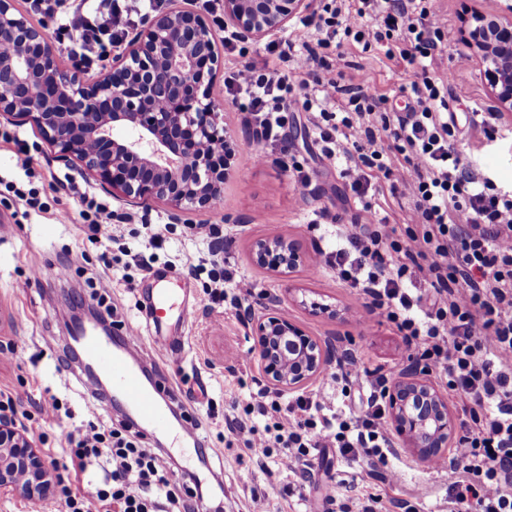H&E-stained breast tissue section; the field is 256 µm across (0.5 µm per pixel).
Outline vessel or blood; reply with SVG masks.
<instances>
[{
    "label": "vessel or blood",
    "instance_id": "1",
    "mask_svg": "<svg viewBox=\"0 0 512 512\" xmlns=\"http://www.w3.org/2000/svg\"><path fill=\"white\" fill-rule=\"evenodd\" d=\"M151 344L159 356L175 353L177 347L168 327L173 318L164 289H154L150 295ZM140 340L138 331L126 327L112 336L93 328L79 327L73 341L77 344L86 367L105 377L112 388L134 410L136 428L150 436L170 428L169 413L176 400L171 384L159 382L146 385L143 371L130 353Z\"/></svg>",
    "mask_w": 512,
    "mask_h": 512
}]
</instances>
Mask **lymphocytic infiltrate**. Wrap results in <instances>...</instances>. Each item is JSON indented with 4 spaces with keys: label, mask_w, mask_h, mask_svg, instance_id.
I'll return each instance as SVG.
<instances>
[{
    "label": "lymphocytic infiltrate",
    "mask_w": 512,
    "mask_h": 512,
    "mask_svg": "<svg viewBox=\"0 0 512 512\" xmlns=\"http://www.w3.org/2000/svg\"><path fill=\"white\" fill-rule=\"evenodd\" d=\"M164 2L137 0L132 8L126 0H28V7L56 21L59 44L88 68L121 47L133 10L153 13ZM442 34L443 19L430 0H318L292 37L269 38L261 63L227 68L224 89L242 100L256 135L271 142L283 141L295 107L339 109L340 121L319 130L322 154L344 156L349 188L372 220L341 225L339 248L315 267L335 269L345 287L368 296L369 313L384 315L402 336L405 360L447 374L448 393L466 413L462 460H440L433 468L455 473L448 485L455 512H512V192L498 191L456 147L455 124L442 113L446 82L430 74ZM347 40L416 67L408 111H381L382 99L365 79L340 84L343 57L327 50ZM380 130L391 140L381 150ZM378 173L392 195L412 205L415 222L404 238L375 216L368 194ZM414 279L427 293L408 288ZM337 373L346 387L368 384L359 414L338 419L313 390L284 401L262 388L244 415L226 419L228 432L257 460L279 449L278 467L305 480L313 474L310 449L335 448L366 461L369 477L397 481L386 467L387 375L369 374L353 354ZM259 416L266 425H256ZM65 444L66 458L88 477L102 512H197L193 493L131 424L91 420L68 432Z\"/></svg>",
    "instance_id": "f902f5d3"
}]
</instances>
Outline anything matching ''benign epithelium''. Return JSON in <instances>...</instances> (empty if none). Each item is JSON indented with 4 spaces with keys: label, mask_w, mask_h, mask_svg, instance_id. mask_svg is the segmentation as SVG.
Returning <instances> with one entry per match:
<instances>
[{
    "label": "benign epithelium",
    "mask_w": 512,
    "mask_h": 512,
    "mask_svg": "<svg viewBox=\"0 0 512 512\" xmlns=\"http://www.w3.org/2000/svg\"><path fill=\"white\" fill-rule=\"evenodd\" d=\"M310 0H224V26L243 41H258L288 27ZM468 60H477L493 111L512 110V8L509 13L466 11L459 30ZM219 57L204 18L171 0L148 19L111 72L89 81L65 70L43 30L0 0V117L39 126L58 157L78 159L112 194L136 203L167 202L171 218L209 208L224 194L229 168L217 154L231 153L223 105L210 97ZM116 127L129 132L117 139ZM256 263L289 275L302 264L298 244L273 233L253 246ZM277 294L263 295L261 311L248 310L253 352L268 385L292 390L336 360L338 346L306 334L275 312ZM390 428L429 465L446 457L459 434L448 399L422 366L409 362L385 393ZM53 477L41 452L11 416L0 415V495L44 499Z\"/></svg>",
    "instance_id": "7a95c632"
}]
</instances>
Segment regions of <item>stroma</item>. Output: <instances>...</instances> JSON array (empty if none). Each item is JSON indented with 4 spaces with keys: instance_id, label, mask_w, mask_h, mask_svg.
Here are the masks:
<instances>
[{
    "instance_id": "obj_1",
    "label": "stroma",
    "mask_w": 512,
    "mask_h": 512,
    "mask_svg": "<svg viewBox=\"0 0 512 512\" xmlns=\"http://www.w3.org/2000/svg\"><path fill=\"white\" fill-rule=\"evenodd\" d=\"M433 7L445 31L443 53L433 70L453 74L445 97L455 120L457 148L489 171L498 188L510 189L512 112H501L490 137L472 124L473 110L487 109L490 96L478 66L457 63L462 51L461 0H434ZM343 53L346 75L367 74L377 94L385 98L384 110L405 111L408 99L399 86L410 83L413 73L404 61L388 59L377 49L363 51L356 44L344 46ZM211 94L225 105L224 126L234 137L236 151L260 148L266 161L258 167H234L218 207L191 210L176 221L167 203L125 201L113 196L77 160L59 159L36 124L0 119V135L16 133L26 140L36 184L47 206L46 212L21 217L22 206L5 184L23 182L25 176L16 166V146L0 139V344L10 341L15 347L13 355L0 354V390L10 392L18 411L27 414L28 436L45 456L63 458L65 434L88 414L108 424L125 421L127 410L114 400L111 386H104L101 394L90 393L70 372L71 366L79 365V358L61 363V356L70 349L71 319L82 313L78 300H90L96 278L107 272L112 275V304L122 321L145 322L147 293L169 288L175 304L189 307L185 321L170 329L171 335L182 337V349L176 358H158L145 339L137 356L174 387L187 421L201 426V449L170 447L160 434L151 445L172 464L176 475L194 476L199 491L206 494L223 486V495L205 497L202 512H319L323 499L332 494L337 497L333 512H358L361 502L370 497L378 500L376 512H398L397 502L405 500L413 503L415 512H448V474L433 472L410 449L396 448L391 461L402 474L399 483L369 479L351 491L337 488L336 481L356 474L360 464L335 449L313 453L314 477L304 485L297 476L278 471L275 464L258 467L250 450L226 431L225 415L242 412L256 382L263 379L252 353L254 340L240 312L244 306L259 308L260 293L279 294L282 312L308 335L341 337L369 370L389 372L405 345L393 324L361 307L360 295L344 287L335 270L325 269L315 277L310 274L320 253L335 250L339 243L337 219H350L361 209L349 189L345 161L321 154L319 114L293 113L286 127V145L262 147L247 126L239 102L226 97L223 75H216ZM295 163L312 179L314 192L305 199L293 190L290 168ZM66 174L123 214L124 222H113L108 233L90 238L76 218L77 197L60 188ZM60 210L73 213V221L57 223ZM195 224L216 226L224 241L223 254L196 246L191 231ZM273 231L297 242L304 254L305 265L291 275L253 260L255 242ZM157 234L163 238L158 248L151 244ZM188 253L196 256V271L184 264ZM136 254L148 261V268L133 262ZM58 263L71 265L69 282L62 284L53 277ZM221 267L254 281L258 295L243 299L238 308L214 298L211 291ZM313 300L336 305L341 317L313 313L309 308ZM49 392L67 400L72 418L42 419L37 405ZM420 486L427 487L428 493L418 498L414 491Z\"/></svg>"
}]
</instances>
